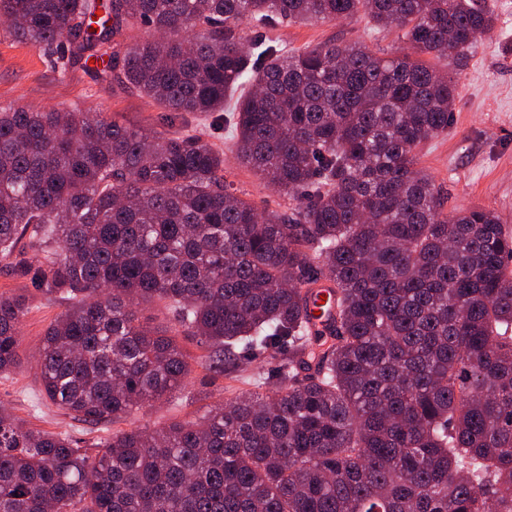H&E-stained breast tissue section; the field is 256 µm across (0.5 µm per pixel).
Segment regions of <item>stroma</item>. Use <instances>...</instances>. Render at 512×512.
I'll use <instances>...</instances> for the list:
<instances>
[{"label": "stroma", "instance_id": "35a3bbf8", "mask_svg": "<svg viewBox=\"0 0 512 512\" xmlns=\"http://www.w3.org/2000/svg\"><path fill=\"white\" fill-rule=\"evenodd\" d=\"M498 23L479 37L467 67L456 78L457 100L446 133L427 141L419 166L440 192L445 212L482 207L495 211L512 228V0H493ZM270 39L294 49L312 48L328 41L359 42L381 56L407 52L400 33L374 27L359 16L333 23H295L269 29ZM57 55L47 53L0 28V102L20 101L67 110L95 109L108 120L126 126L168 133L196 129L224 154V177L239 196L261 210H286L291 200L280 196L252 171L234 160L236 141L215 115L171 118L153 101L118 84L101 81L96 63L60 73ZM42 245L31 238L19 241L12 261L0 262V293L25 296L29 312L20 328L21 363L0 375V405L25 425L48 432H66L81 445L92 447L100 438L136 426H160L172 420H191L206 406L233 392L252 387V372L273 380L279 358L257 360L252 372L231 379L205 375L194 368L185 386L166 400L141 409L133 419L92 427L72 421L41 395L36 357L46 328L66 303L39 290L20 276L17 264L39 253Z\"/></svg>", "mask_w": 512, "mask_h": 512}]
</instances>
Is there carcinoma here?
I'll list each match as a JSON object with an SVG mask.
<instances>
[{
  "instance_id": "obj_1",
  "label": "carcinoma",
  "mask_w": 512,
  "mask_h": 512,
  "mask_svg": "<svg viewBox=\"0 0 512 512\" xmlns=\"http://www.w3.org/2000/svg\"><path fill=\"white\" fill-rule=\"evenodd\" d=\"M360 13L412 54L263 37ZM0 17L65 70L93 59L167 112L223 113L237 164L294 201L258 211L195 131L0 105V258L25 234L55 243L18 271L67 300L37 358L45 399L113 424L193 362L231 377L283 355L274 386L258 372L94 457L0 409V512H512V230L482 207L442 216L418 167L495 27L489 0H0ZM320 277L338 295L330 343L307 330ZM154 301L204 355L141 323ZM27 313L0 295L1 375Z\"/></svg>"
}]
</instances>
